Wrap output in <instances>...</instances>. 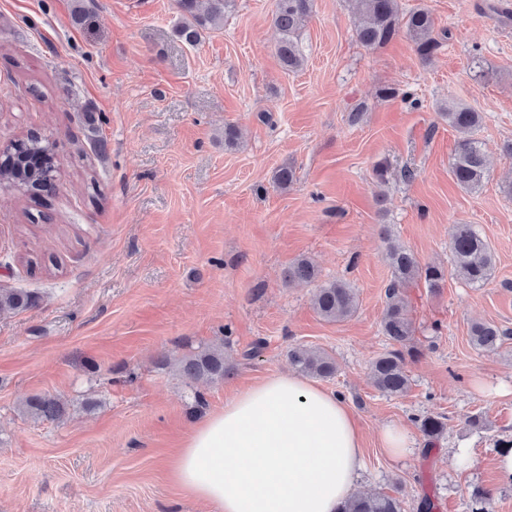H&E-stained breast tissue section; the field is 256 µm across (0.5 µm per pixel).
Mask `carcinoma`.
<instances>
[{
	"label": "carcinoma",
	"mask_w": 512,
	"mask_h": 512,
	"mask_svg": "<svg viewBox=\"0 0 512 512\" xmlns=\"http://www.w3.org/2000/svg\"><path fill=\"white\" fill-rule=\"evenodd\" d=\"M233 0H178L182 21L177 34L194 44L207 29L217 30L224 25V14ZM361 15L355 33L357 40L367 48L386 45L400 32L414 42L416 51L430 58L442 47V41L433 36L434 21L424 9H414L400 16L398 0H354ZM313 0H277L274 25L279 31L277 56L289 71L303 67L305 57L299 43L300 31L312 13ZM441 117L459 134L451 173L457 185L477 191L487 177L486 159L481 142L476 137L482 125L481 113L471 106L450 101L441 109ZM56 173L54 143L30 135L16 143L14 152L4 153L0 161V183L14 186L31 197L54 189ZM451 252L456 274L469 284L480 286L490 279L494 270V253L469 224L456 225L451 239ZM387 260L391 279L386 288V307L381 319V331L394 348L379 355L371 364L375 386L382 393L398 397L409 388L407 357L413 355V327L402 297V288L417 278L425 279L431 288L441 287L445 279L442 267H423L415 256L403 247L389 243ZM319 272L307 258H300L288 267L285 278L290 283H311ZM38 295L23 290L0 289V314H12L32 307ZM316 313L327 321H341L357 310L355 289L343 281H328L316 288L313 299ZM512 332L491 323H476L470 328L474 346L494 351ZM288 359L298 372L319 378H330L336 373V362L328 354L306 347L288 351ZM176 370L191 382L224 379L230 368L224 363V344L213 345L191 352L176 363ZM27 413L41 419L62 421L68 416L67 406L51 396H33L26 400ZM419 429L427 444L438 440L445 431L439 416L420 419ZM339 512H403L401 501L388 494L365 493L345 502Z\"/></svg>",
	"instance_id": "obj_1"
}]
</instances>
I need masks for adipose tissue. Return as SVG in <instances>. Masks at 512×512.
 I'll return each instance as SVG.
<instances>
[{
	"mask_svg": "<svg viewBox=\"0 0 512 512\" xmlns=\"http://www.w3.org/2000/svg\"><path fill=\"white\" fill-rule=\"evenodd\" d=\"M363 467L344 398L294 373L226 401L171 462L175 481L213 512H337Z\"/></svg>",
	"mask_w": 512,
	"mask_h": 512,
	"instance_id": "adipose-tissue-1",
	"label": "adipose tissue"
}]
</instances>
